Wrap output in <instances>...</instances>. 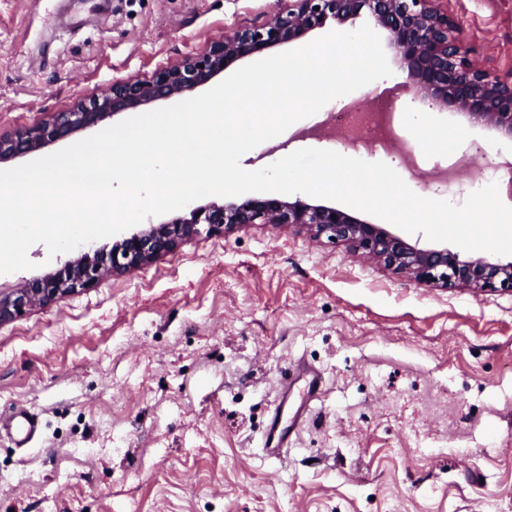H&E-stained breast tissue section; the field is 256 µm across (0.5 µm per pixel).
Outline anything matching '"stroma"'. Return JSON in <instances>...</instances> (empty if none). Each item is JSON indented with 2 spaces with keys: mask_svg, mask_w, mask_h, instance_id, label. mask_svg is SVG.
<instances>
[{
  "mask_svg": "<svg viewBox=\"0 0 512 512\" xmlns=\"http://www.w3.org/2000/svg\"><path fill=\"white\" fill-rule=\"evenodd\" d=\"M276 0H0V132L40 124L113 80L151 78ZM491 69L512 71V0H441ZM401 72L358 89L393 101L409 149L345 147L334 104L258 145L263 168L303 148L382 161L416 194L459 204L471 144L512 143L414 101ZM455 165L462 192L409 177ZM32 270L65 254L33 245ZM319 369L287 457L262 436L282 373ZM0 512H512V292L435 288L305 231L253 224L198 237L118 277L0 323ZM11 429L15 441L20 444L28 443L39 429L38 419L27 409L17 408L11 417Z\"/></svg>",
  "mask_w": 512,
  "mask_h": 512,
  "instance_id": "1",
  "label": "stroma"
}]
</instances>
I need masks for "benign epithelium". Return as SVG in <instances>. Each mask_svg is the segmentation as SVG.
Returning a JSON list of instances; mask_svg holds the SVG:
<instances>
[{"label":"benign epithelium","mask_w":512,"mask_h":512,"mask_svg":"<svg viewBox=\"0 0 512 512\" xmlns=\"http://www.w3.org/2000/svg\"><path fill=\"white\" fill-rule=\"evenodd\" d=\"M263 25L237 27L207 49L187 56L150 79L116 80L88 100L54 112L39 125L0 134V165L42 146L103 127L115 115L136 112L157 100L184 98L232 64L282 44L304 39L329 23L352 25L364 19L385 35L405 75L402 87L413 98L449 110L512 142V72L497 74L483 64L477 48L463 37L458 23L436 0H278ZM252 224L304 230L315 240L342 244L381 262L404 277L439 288L512 291V261L483 254L461 256L448 248L425 249L346 211L302 197L266 196L242 204L193 208L189 216L141 229L107 251L88 247L55 271L0 295V322L60 296L123 275L173 252L181 243L226 234Z\"/></svg>","instance_id":"obj_1"}]
</instances>
